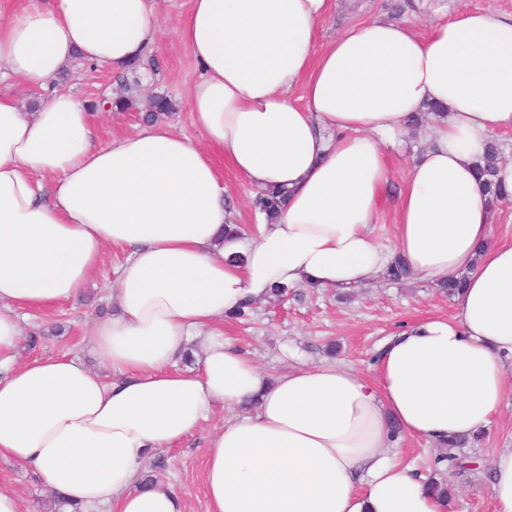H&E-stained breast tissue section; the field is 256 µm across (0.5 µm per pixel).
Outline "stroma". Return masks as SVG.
Wrapping results in <instances>:
<instances>
[{"instance_id": "stroma-1", "label": "stroma", "mask_w": 512, "mask_h": 512, "mask_svg": "<svg viewBox=\"0 0 512 512\" xmlns=\"http://www.w3.org/2000/svg\"><path fill=\"white\" fill-rule=\"evenodd\" d=\"M190 0H157V14L162 27L160 48L154 55L153 77L134 82L126 72L100 71L89 65L75 67L64 79L54 80V87L71 89L90 101L123 92L136 85L139 97L164 95L175 108L168 121L189 138L197 133L188 117L186 87L199 76V70L176 36L179 18L189 10ZM405 0H336V10L321 27L320 40L328 42L347 25L382 14L401 18ZM424 146L417 132L404 137V145L389 150L391 168L390 194L382 201L375 228L382 240L394 236L395 191H398L406 168ZM234 220L247 224L252 220L251 200L254 191L242 183L224 160L216 156ZM125 254L118 249L108 252L104 273L92 281L75 299L53 309H20L22 337L15 352L16 362L36 357L69 356L81 359L90 367L98 361L91 350L90 331L93 324L113 312L110 284L114 269ZM453 301L436 283L417 278L399 283L380 281L369 288L352 291L347 299L335 292L317 288L303 289L299 298H291L278 306L260 304L251 319L244 323L220 321L230 338L264 372L275 376L297 366H313L325 362L327 342L339 344V363L358 374H367L381 342L397 325L432 315L450 314ZM231 415L224 407L215 408L199 431L176 448L162 452L163 468L153 475L171 482L185 497L186 512H206L204 467L207 440ZM512 447V398L505 401L496 422L478 443L465 447V454L479 463L477 471L457 476L456 495L447 512H495L487 482L489 462L497 449ZM0 490L18 495L22 512H54L50 492L42 477L23 465L0 457Z\"/></svg>"}]
</instances>
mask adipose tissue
<instances>
[{
    "label": "adipose tissue",
    "instance_id": "ef3b65f1",
    "mask_svg": "<svg viewBox=\"0 0 512 512\" xmlns=\"http://www.w3.org/2000/svg\"><path fill=\"white\" fill-rule=\"evenodd\" d=\"M336 0H191L177 35L200 75L186 100L200 142L155 122L97 140L66 67L148 61L155 0H17L0 14V457L43 476L84 512H185L171 483L144 484L151 457L236 409L206 448L208 512H443L401 465L392 429L439 446L489 428L512 394V239H493L477 178L512 130V12L412 0L328 43ZM429 25L417 35L414 23ZM299 98H292L293 90ZM392 242L373 224L390 181L385 144L428 106ZM286 201L246 231L212 151ZM126 251L116 312L92 327L100 367L67 356L14 364L18 308L60 305ZM403 260L412 277H465L451 315L389 334L373 373L340 363L271 377L218 319L276 286L365 288ZM197 351L199 368L177 364ZM496 512H512V448L490 466Z\"/></svg>",
    "mask_w": 512,
    "mask_h": 512
}]
</instances>
